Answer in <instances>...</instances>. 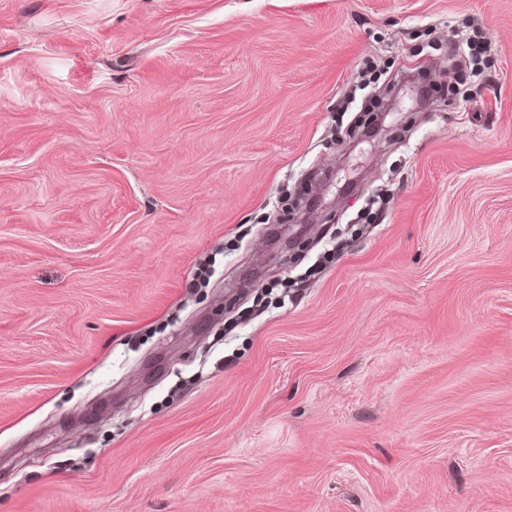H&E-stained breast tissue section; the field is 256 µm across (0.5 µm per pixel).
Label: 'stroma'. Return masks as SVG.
I'll list each match as a JSON object with an SVG mask.
<instances>
[{"label": "stroma", "instance_id": "obj_1", "mask_svg": "<svg viewBox=\"0 0 512 512\" xmlns=\"http://www.w3.org/2000/svg\"><path fill=\"white\" fill-rule=\"evenodd\" d=\"M0 512H512V0H0Z\"/></svg>", "mask_w": 512, "mask_h": 512}]
</instances>
